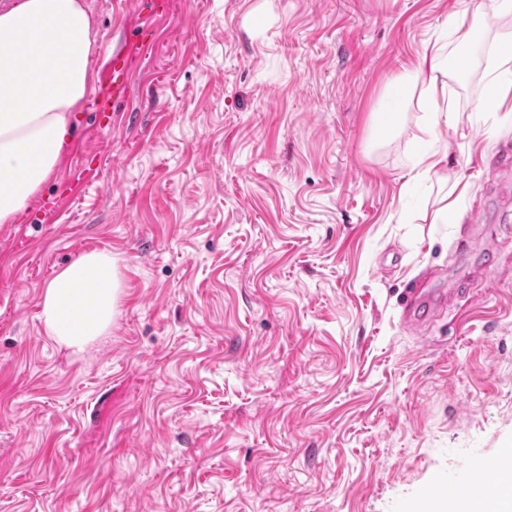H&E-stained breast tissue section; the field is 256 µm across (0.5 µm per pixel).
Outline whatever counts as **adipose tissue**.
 Instances as JSON below:
<instances>
[{
  "label": "adipose tissue",
  "instance_id": "1",
  "mask_svg": "<svg viewBox=\"0 0 512 512\" xmlns=\"http://www.w3.org/2000/svg\"><path fill=\"white\" fill-rule=\"evenodd\" d=\"M512 0H479L473 11L454 14L435 40L422 44L414 66L391 78L373 115V136L395 129L418 105L429 135L456 126L446 95L454 57L467 53L476 25L495 28L491 97L478 112H512ZM97 32L82 0H13L0 10V79L28 89L25 103L0 91V224L15 223L54 173L70 138L73 116L94 89L91 60ZM121 283L106 252L81 255L58 271L41 296L44 329L72 352L112 324Z\"/></svg>",
  "mask_w": 512,
  "mask_h": 512
}]
</instances>
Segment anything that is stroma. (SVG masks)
Instances as JSON below:
<instances>
[{"instance_id":"obj_1","label":"stroma","mask_w":512,"mask_h":512,"mask_svg":"<svg viewBox=\"0 0 512 512\" xmlns=\"http://www.w3.org/2000/svg\"><path fill=\"white\" fill-rule=\"evenodd\" d=\"M94 71L140 0H84ZM129 96L86 104L56 171L0 224V512H448L431 485L512 452V120L477 112L492 35L448 82V176L388 81L478 0H168ZM96 183L51 208L81 167ZM463 218L437 224L442 196ZM112 254L120 298L74 354L41 295ZM456 285L425 338L400 297ZM448 164V148H438L430 154L420 157L419 162L415 165V173L412 180H422L428 178L432 172H438L445 168Z\"/></svg>"}]
</instances>
